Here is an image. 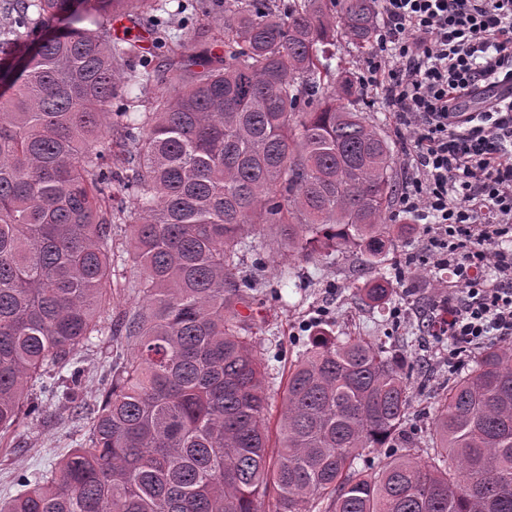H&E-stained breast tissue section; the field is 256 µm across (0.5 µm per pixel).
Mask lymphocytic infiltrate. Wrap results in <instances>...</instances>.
Listing matches in <instances>:
<instances>
[{
	"instance_id": "lymphocytic-infiltrate-1",
	"label": "lymphocytic infiltrate",
	"mask_w": 512,
	"mask_h": 512,
	"mask_svg": "<svg viewBox=\"0 0 512 512\" xmlns=\"http://www.w3.org/2000/svg\"><path fill=\"white\" fill-rule=\"evenodd\" d=\"M382 25L362 78L380 88L410 145L404 211L437 225L422 239L456 278L448 335H512V100L464 99L512 86V0H378Z\"/></svg>"
}]
</instances>
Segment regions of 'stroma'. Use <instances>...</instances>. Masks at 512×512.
<instances>
[{
    "label": "stroma",
    "instance_id": "35a3bbf8",
    "mask_svg": "<svg viewBox=\"0 0 512 512\" xmlns=\"http://www.w3.org/2000/svg\"><path fill=\"white\" fill-rule=\"evenodd\" d=\"M186 0H169V43H192L197 31L215 39L224 37L220 8L197 13ZM366 109L379 118L395 145L399 180L409 175L404 139L396 116L378 90H364ZM392 245L382 264L373 265L356 250L319 255L305 260L276 244L273 229H266V248L244 258L248 274L240 289L249 306L245 310L251 332L271 376L267 423L270 447H277L275 425L280 416L288 368L305 351L313 330L333 335L360 336L374 345L403 354L409 373L410 412L403 440L423 441L429 434L440 399L448 391L455 368L472 352L471 346L451 343L439 325L455 284L440 287L443 272L435 256L418 245L420 236L434 234L432 224L416 223L401 206H394ZM386 277L392 292L383 307L361 299L358 287ZM112 347L102 344L85 354L88 373L83 382L81 404L72 408L46 400L38 417L22 420L10 435V445L0 447V501L17 490L19 469H44L59 460L82 440L94 409L101 401L103 381L110 370Z\"/></svg>",
    "mask_w": 512,
    "mask_h": 512
}]
</instances>
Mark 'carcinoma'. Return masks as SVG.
<instances>
[{
    "mask_svg": "<svg viewBox=\"0 0 512 512\" xmlns=\"http://www.w3.org/2000/svg\"><path fill=\"white\" fill-rule=\"evenodd\" d=\"M168 0H10L0 23V440L38 396L78 402L93 337L115 349L78 447L21 472L0 512H512V348L491 343L449 380L430 441L370 471L409 415L401 357L319 330L288 373L272 456L269 373L241 312L257 234L312 259L377 260L398 196L392 144L363 111L343 44L370 50L376 0H223L224 44L160 58L112 33L166 37ZM55 33L34 52L21 43ZM160 85L145 111L125 88ZM131 193L130 209L118 198ZM131 227L128 257L112 247ZM131 259L141 310L112 317ZM389 282L360 289L382 305Z\"/></svg>",
    "mask_w": 512,
    "mask_h": 512,
    "instance_id": "obj_1",
    "label": "carcinoma"
}]
</instances>
